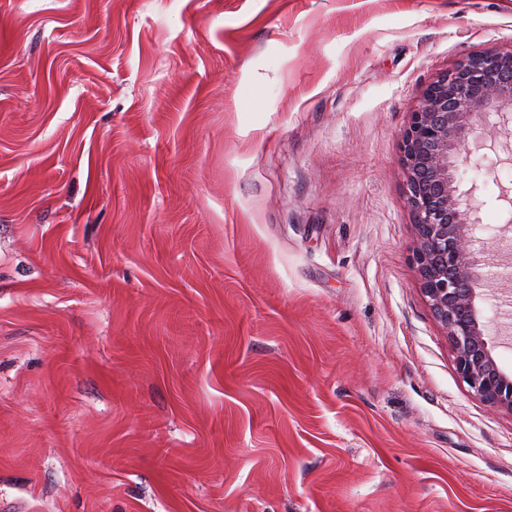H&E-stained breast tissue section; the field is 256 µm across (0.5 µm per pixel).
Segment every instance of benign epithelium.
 <instances>
[{
    "label": "benign epithelium",
    "instance_id": "1",
    "mask_svg": "<svg viewBox=\"0 0 512 512\" xmlns=\"http://www.w3.org/2000/svg\"><path fill=\"white\" fill-rule=\"evenodd\" d=\"M492 110L503 126L512 122V52L471 56L433 81L404 130L402 151L422 292L446 330L460 379L484 402L512 412V378L479 317V262L491 249L476 236V211L459 193L469 140L485 146L479 124Z\"/></svg>",
    "mask_w": 512,
    "mask_h": 512
}]
</instances>
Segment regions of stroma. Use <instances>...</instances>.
<instances>
[{
	"mask_svg": "<svg viewBox=\"0 0 512 512\" xmlns=\"http://www.w3.org/2000/svg\"><path fill=\"white\" fill-rule=\"evenodd\" d=\"M511 50L512 0H0V512H512L401 148ZM482 155L459 190L507 239Z\"/></svg>",
	"mask_w": 512,
	"mask_h": 512,
	"instance_id": "stroma-1",
	"label": "stroma"
}]
</instances>
